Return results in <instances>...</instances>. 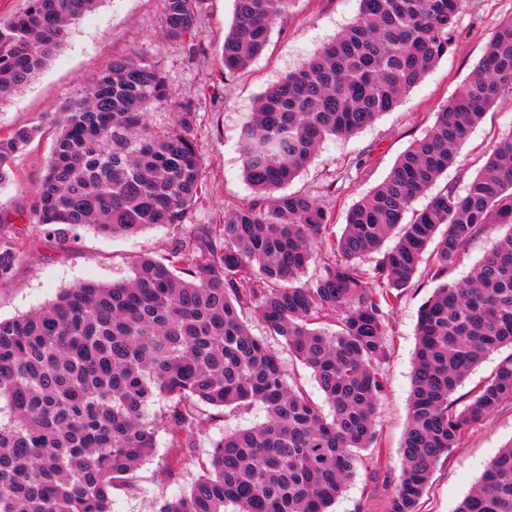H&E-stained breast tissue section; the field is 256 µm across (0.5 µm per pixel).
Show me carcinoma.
<instances>
[{
	"label": "carcinoma",
	"instance_id": "cac0c4a2",
	"mask_svg": "<svg viewBox=\"0 0 512 512\" xmlns=\"http://www.w3.org/2000/svg\"><path fill=\"white\" fill-rule=\"evenodd\" d=\"M167 35L192 43L201 0H162ZM294 0H235L224 74L247 68ZM465 0H359L352 23L265 89L241 137L253 196L199 224L162 258L119 283H80L35 312L0 320V512H111L165 430L193 457L205 408L259 406L265 420L224 434L190 490L159 512H328L376 444L387 390L389 313L427 266L440 281L421 306L402 471L389 512H419L435 464L465 433L512 405V131L490 149L464 194L432 193L468 130L512 97V16L499 22L470 80L404 151L385 180L333 213L285 188L327 139L348 137L394 109L453 45ZM96 0H29L0 24V99L26 84ZM168 100L155 67L116 59L87 95L56 113L34 210L47 234L81 227L108 236L175 227L206 192L185 106L156 134L148 111ZM36 126L0 135V183ZM425 206L404 222L413 203ZM506 229L460 280L448 272L469 242ZM442 236H437V233ZM393 245L381 251L387 240ZM319 250L313 249V243ZM435 247H430L431 243ZM382 252L371 268L366 257ZM19 253L0 240V279ZM319 262V275L302 274ZM253 308L266 337L313 370L330 413L288 384L279 354L239 316ZM494 372L458 388L490 354ZM164 411L150 415L155 402ZM456 512H512V444L489 461Z\"/></svg>",
	"mask_w": 512,
	"mask_h": 512
}]
</instances>
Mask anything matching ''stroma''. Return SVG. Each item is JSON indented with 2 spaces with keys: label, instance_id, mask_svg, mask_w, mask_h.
Returning <instances> with one entry per match:
<instances>
[{
  "label": "stroma",
  "instance_id": "stroma-1",
  "mask_svg": "<svg viewBox=\"0 0 512 512\" xmlns=\"http://www.w3.org/2000/svg\"><path fill=\"white\" fill-rule=\"evenodd\" d=\"M234 0H202L194 47L170 38L162 0H99L96 8L70 26L56 54L25 86L0 100V133L23 126L42 132L17 155L8 179L0 184V237L22 252L9 277L0 279V319L39 309L62 289L79 282L109 284L129 278L143 256L162 257L191 225L219 224L227 208L252 195L243 178L239 140L254 99L296 69L356 17L357 0H294L278 20L264 51L241 72L223 76L221 50L233 23ZM512 16V0H466L455 41L426 78L392 111L347 138H331L287 187L316 197L334 212V232H342L348 210L379 185L398 157L433 126L436 114L468 81L497 23ZM127 58L155 66L164 76L169 99L155 106L147 122L169 128L179 106L194 113L192 137L201 157L206 194L188 224L153 228L135 235L108 237L82 228L66 244L44 236L33 208L45 174L54 133L53 117L85 90L113 60ZM512 130V98L499 100L470 131L456 164L437 188L464 191L479 173L490 146ZM429 276L415 279L388 320L387 357L380 366L387 391L376 412L378 445L360 451L355 473L329 512H388L401 474V441L408 419L419 308L437 288ZM260 409L214 414L199 436L195 459L176 476L158 478L160 460L180 456L166 433L157 450L135 472L133 488L112 494V512H158L161 499L187 492L200 472L212 441L224 432L262 422ZM512 443V406L500 408L472 427L433 470L420 512H455L477 485L485 463Z\"/></svg>",
  "mask_w": 512,
  "mask_h": 512
}]
</instances>
